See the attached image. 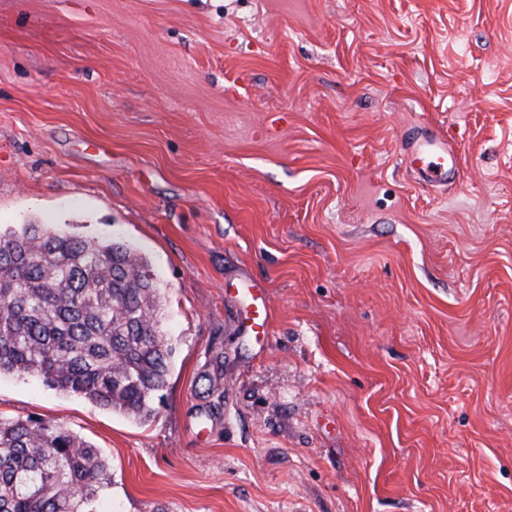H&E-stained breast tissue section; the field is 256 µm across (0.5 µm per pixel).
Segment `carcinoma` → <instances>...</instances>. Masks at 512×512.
<instances>
[{"label": "carcinoma", "mask_w": 512, "mask_h": 512, "mask_svg": "<svg viewBox=\"0 0 512 512\" xmlns=\"http://www.w3.org/2000/svg\"><path fill=\"white\" fill-rule=\"evenodd\" d=\"M162 296L123 242L44 224L0 231V374L36 376L146 421L172 356ZM221 358L200 377L208 396L221 390ZM108 480L100 450L55 421L0 419V512H95Z\"/></svg>", "instance_id": "carcinoma-1"}]
</instances>
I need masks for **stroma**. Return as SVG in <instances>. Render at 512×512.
<instances>
[{"instance_id":"obj_1","label":"stroma","mask_w":512,"mask_h":512,"mask_svg":"<svg viewBox=\"0 0 512 512\" xmlns=\"http://www.w3.org/2000/svg\"><path fill=\"white\" fill-rule=\"evenodd\" d=\"M29 223L165 291L148 422L0 376L1 417L99 448L100 512H512V0H0V227ZM443 144V147L430 143L422 144L416 157L411 160V163L418 160L423 164L421 174L426 183L446 182L456 173L455 159L452 154L448 153L447 143ZM249 294L252 302L248 305L250 308L247 313H251L247 319L250 321V329L254 333L256 340L262 336V340L269 334V314L271 311L267 303V296L264 288H250Z\"/></svg>"}]
</instances>
